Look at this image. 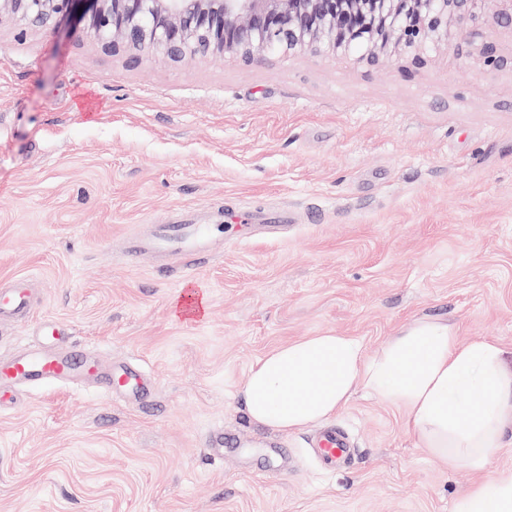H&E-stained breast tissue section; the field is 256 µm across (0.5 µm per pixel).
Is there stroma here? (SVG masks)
Masks as SVG:
<instances>
[{
  "label": "stroma",
  "mask_w": 512,
  "mask_h": 512,
  "mask_svg": "<svg viewBox=\"0 0 512 512\" xmlns=\"http://www.w3.org/2000/svg\"><path fill=\"white\" fill-rule=\"evenodd\" d=\"M422 60L297 55L168 63L97 52L80 27L0 24V283L102 369L151 377L139 402L88 385L0 405V512H452L477 480L420 448L400 408L355 393L333 421L354 454L323 473L316 426L249 418L267 352L323 331L376 349L421 318L512 352V22ZM224 227L195 271L204 317L174 313L175 273L129 264L154 224ZM259 225L240 242L237 223ZM224 432V458L205 438Z\"/></svg>",
  "instance_id": "obj_1"
}]
</instances>
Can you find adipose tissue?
Wrapping results in <instances>:
<instances>
[{
    "mask_svg": "<svg viewBox=\"0 0 512 512\" xmlns=\"http://www.w3.org/2000/svg\"><path fill=\"white\" fill-rule=\"evenodd\" d=\"M360 387L403 408L407 426L434 457L482 473L453 512H512V476L484 472L512 429V369L500 342H463L447 323L428 319L373 352L359 338L323 332L265 354L241 395L253 422L292 433L334 416ZM476 393L481 402L474 408Z\"/></svg>",
    "mask_w": 512,
    "mask_h": 512,
    "instance_id": "1",
    "label": "adipose tissue"
}]
</instances>
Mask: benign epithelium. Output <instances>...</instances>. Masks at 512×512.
Masks as SVG:
<instances>
[{
    "label": "benign epithelium",
    "mask_w": 512,
    "mask_h": 512,
    "mask_svg": "<svg viewBox=\"0 0 512 512\" xmlns=\"http://www.w3.org/2000/svg\"><path fill=\"white\" fill-rule=\"evenodd\" d=\"M79 9L93 47L171 62L354 54L377 65L447 43L486 10L512 20V0H0V23L24 34Z\"/></svg>",
    "instance_id": "obj_1"
}]
</instances>
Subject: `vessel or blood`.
<instances>
[{"mask_svg":"<svg viewBox=\"0 0 512 512\" xmlns=\"http://www.w3.org/2000/svg\"><path fill=\"white\" fill-rule=\"evenodd\" d=\"M214 230L211 224H157L150 234L129 238L126 259L134 263L149 254L165 263L179 262L180 286L188 293L194 289L193 269L216 253L211 243ZM32 310L30 292L22 282L0 285V325L26 320ZM38 334L42 341L41 350H23L7 360H0V399L8 397L11 388L18 386L34 388L95 377L99 366L82 348L61 347L63 330L58 322L43 320ZM108 390L136 400L145 397L150 386L135 366L123 361L113 364ZM312 445L317 450L318 462L328 470L335 469L338 463L352 454L346 434L332 426L324 428Z\"/></svg>","mask_w":512,"mask_h":512,"instance_id":"obj_1","label":"vessel or blood"}]
</instances>
